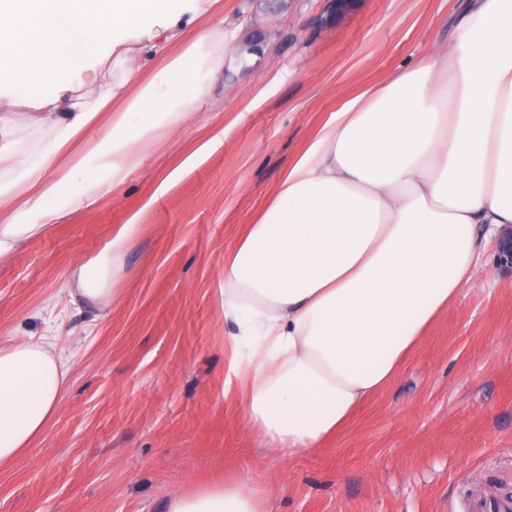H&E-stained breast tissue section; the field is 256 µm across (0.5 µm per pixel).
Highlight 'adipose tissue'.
<instances>
[{
  "instance_id": "adipose-tissue-1",
  "label": "adipose tissue",
  "mask_w": 512,
  "mask_h": 512,
  "mask_svg": "<svg viewBox=\"0 0 512 512\" xmlns=\"http://www.w3.org/2000/svg\"><path fill=\"white\" fill-rule=\"evenodd\" d=\"M183 0H0V89L58 96L99 52L125 74L95 106L47 116L38 156L0 145V256L51 227L80 170L119 183L184 122L224 69V33H184ZM162 67L141 80L138 56ZM111 108L70 165L61 157ZM35 213L40 221L24 223ZM512 226V0H462L445 51L346 99L224 256L225 321L245 424L269 450L321 447L394 377L475 272L483 243ZM137 224L80 269L82 294L111 304L112 268ZM69 372L49 337L0 339V466L43 434ZM238 482L173 494L167 512H269Z\"/></svg>"
}]
</instances>
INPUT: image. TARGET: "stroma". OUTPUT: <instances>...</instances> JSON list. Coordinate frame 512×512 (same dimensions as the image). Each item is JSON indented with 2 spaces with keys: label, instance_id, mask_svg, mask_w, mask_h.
<instances>
[{
  "label": "stroma",
  "instance_id": "stroma-1",
  "mask_svg": "<svg viewBox=\"0 0 512 512\" xmlns=\"http://www.w3.org/2000/svg\"><path fill=\"white\" fill-rule=\"evenodd\" d=\"M224 29L208 94L107 195L78 177L67 214L0 259V336L55 332L72 356L56 415L30 450L0 467V512H165L174 492L227 479L275 489L273 512H469L512 490V268L496 238L478 272L429 327L393 380L321 448L292 457L250 432L224 340V255L343 99L447 47L458 0H189ZM69 75L95 104L120 81ZM49 106L0 90V143L38 152ZM203 159L165 180L197 150ZM140 222L104 306L79 290L81 266L118 228Z\"/></svg>",
  "mask_w": 512,
  "mask_h": 512
}]
</instances>
